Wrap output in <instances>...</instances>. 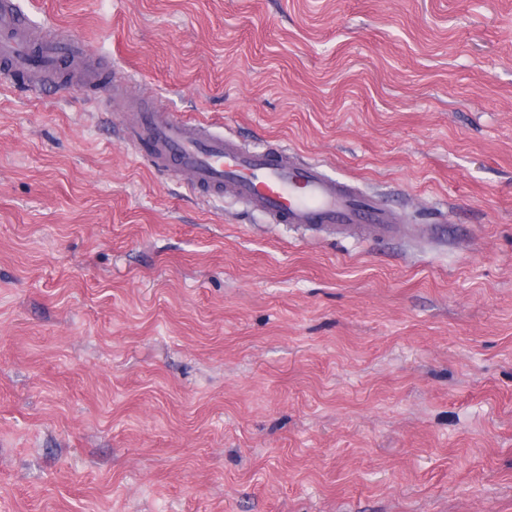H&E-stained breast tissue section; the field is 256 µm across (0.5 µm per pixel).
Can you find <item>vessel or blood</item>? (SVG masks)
I'll use <instances>...</instances> for the list:
<instances>
[{"label": "vessel or blood", "mask_w": 512, "mask_h": 512, "mask_svg": "<svg viewBox=\"0 0 512 512\" xmlns=\"http://www.w3.org/2000/svg\"><path fill=\"white\" fill-rule=\"evenodd\" d=\"M64 33L32 39L15 0H0V75H28L61 68L82 53ZM122 129L149 168L184 176L187 187L212 198L231 194L277 224L305 231L391 232L393 214L354 186L336 181L320 162L301 163L286 147L242 146L214 127L151 106L124 113Z\"/></svg>", "instance_id": "obj_1"}]
</instances>
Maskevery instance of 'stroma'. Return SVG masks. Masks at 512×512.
I'll return each mask as SVG.
<instances>
[{"mask_svg":"<svg viewBox=\"0 0 512 512\" xmlns=\"http://www.w3.org/2000/svg\"><path fill=\"white\" fill-rule=\"evenodd\" d=\"M109 94L0 80V512H512V0H18ZM396 218L141 164L136 93Z\"/></svg>","mask_w":512,"mask_h":512,"instance_id":"35a3bbf8","label":"stroma"}]
</instances>
